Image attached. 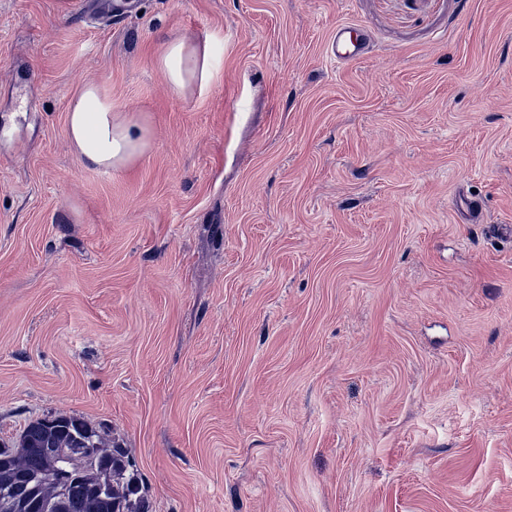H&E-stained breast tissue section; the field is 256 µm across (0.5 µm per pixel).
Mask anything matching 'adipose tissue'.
<instances>
[{"instance_id": "1", "label": "adipose tissue", "mask_w": 512, "mask_h": 512, "mask_svg": "<svg viewBox=\"0 0 512 512\" xmlns=\"http://www.w3.org/2000/svg\"><path fill=\"white\" fill-rule=\"evenodd\" d=\"M158 62L170 88L178 94L210 78L207 52L182 39L165 44ZM67 134L80 162L105 172L130 166L145 154L151 142L146 122L114 111L111 98L95 83L86 84L71 107Z\"/></svg>"}]
</instances>
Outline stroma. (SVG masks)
Returning a JSON list of instances; mask_svg holds the SVG:
<instances>
[{
  "label": "stroma",
  "instance_id": "35a3bbf8",
  "mask_svg": "<svg viewBox=\"0 0 512 512\" xmlns=\"http://www.w3.org/2000/svg\"><path fill=\"white\" fill-rule=\"evenodd\" d=\"M505 224L512 0H0V443L84 418L149 512H512ZM363 42L357 34L354 24L344 22L336 25L327 45V54L336 59V63H343L361 56ZM158 62L170 88L177 94H182L197 80L204 84L210 78L206 49L200 51L195 45L182 39L165 44ZM67 134L80 162L105 172L130 166L151 142L146 122L112 110L111 98L95 83L84 86L68 112Z\"/></svg>",
  "mask_w": 512,
  "mask_h": 512
}]
</instances>
